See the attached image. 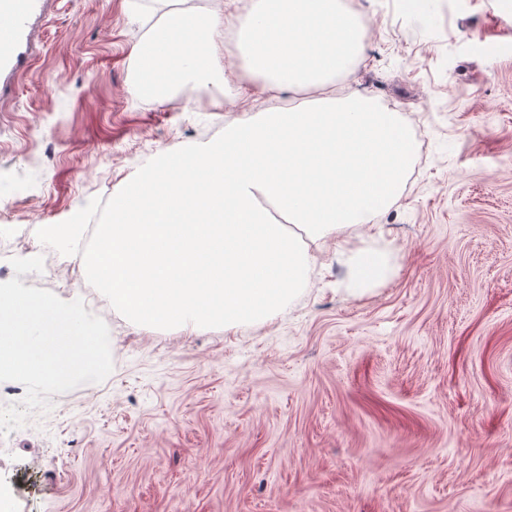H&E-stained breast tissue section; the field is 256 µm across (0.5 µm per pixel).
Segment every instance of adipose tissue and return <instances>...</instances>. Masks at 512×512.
<instances>
[{
  "label": "adipose tissue",
  "instance_id": "obj_1",
  "mask_svg": "<svg viewBox=\"0 0 512 512\" xmlns=\"http://www.w3.org/2000/svg\"><path fill=\"white\" fill-rule=\"evenodd\" d=\"M135 48L134 90L165 103L214 80L224 3L171 9ZM238 51L265 89L309 92L318 106L229 117L201 148L162 151L113 196L90 271L144 325L196 329L262 322L283 308L332 240L347 288L391 275L367 246L373 223L399 197L418 144L398 112L338 77L364 61L367 28L338 0H232Z\"/></svg>",
  "mask_w": 512,
  "mask_h": 512
}]
</instances>
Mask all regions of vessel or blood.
<instances>
[{"label": "vessel or blood", "instance_id": "obj_1", "mask_svg": "<svg viewBox=\"0 0 512 512\" xmlns=\"http://www.w3.org/2000/svg\"><path fill=\"white\" fill-rule=\"evenodd\" d=\"M41 9L42 0H0V71L21 69L20 48L31 42V21Z\"/></svg>", "mask_w": 512, "mask_h": 512}]
</instances>
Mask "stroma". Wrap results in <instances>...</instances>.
<instances>
[{"label":"stroma","mask_w":512,"mask_h":512,"mask_svg":"<svg viewBox=\"0 0 512 512\" xmlns=\"http://www.w3.org/2000/svg\"><path fill=\"white\" fill-rule=\"evenodd\" d=\"M356 76L426 156L378 222L390 279L353 293L333 245L252 326H143L43 275L110 332L113 370L0 435V512H512V0H355ZM137 0H54L0 92V249L87 219L160 151L200 148L231 110L292 101L243 61L223 87L132 93ZM56 93L45 96V81Z\"/></svg>","instance_id":"obj_1"}]
</instances>
